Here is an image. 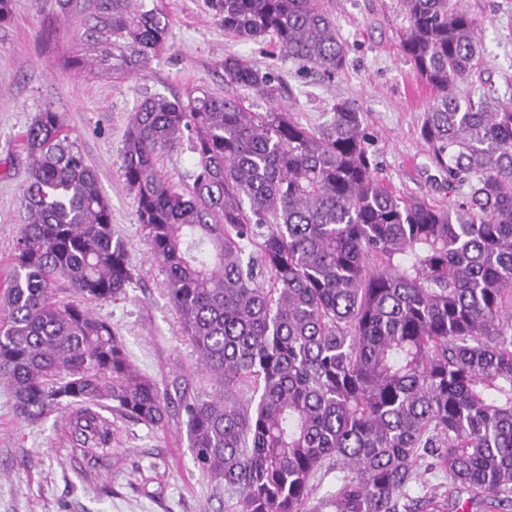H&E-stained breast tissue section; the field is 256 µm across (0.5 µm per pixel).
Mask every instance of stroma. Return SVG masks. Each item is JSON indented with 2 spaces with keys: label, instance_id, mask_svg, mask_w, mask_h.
Segmentation results:
<instances>
[{
  "label": "stroma",
  "instance_id": "obj_1",
  "mask_svg": "<svg viewBox=\"0 0 512 512\" xmlns=\"http://www.w3.org/2000/svg\"><path fill=\"white\" fill-rule=\"evenodd\" d=\"M96 0H11L0 24V290L14 266L23 222L28 163L23 134L38 112L52 109L71 130L96 170L134 270L125 294L95 306L136 367L172 388L189 375V390L211 393L197 367L180 319L165 290V275L149 258L146 231L119 169V150L138 106L147 97L186 96L202 88L240 96L254 110L269 103L224 80L234 56L270 70L281 84L280 105L302 123L328 119L338 100L359 106L375 153L378 176L396 194L437 205L456 202L420 136L432 90L413 74L400 48L408 27L401 0H325L347 45L346 65L326 80L282 53L274 41L234 38L224 31L214 0H163L166 48L141 75L115 79L88 66L84 41ZM476 20L482 58L460 85L462 95L488 90L512 95V0H462ZM84 59L76 67L74 58ZM68 413L29 423L15 410L0 379V512H227L229 505L194 465L181 416L161 430L109 412L110 447L88 457L75 449Z\"/></svg>",
  "mask_w": 512,
  "mask_h": 512
}]
</instances>
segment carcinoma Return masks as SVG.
<instances>
[{
    "mask_svg": "<svg viewBox=\"0 0 512 512\" xmlns=\"http://www.w3.org/2000/svg\"><path fill=\"white\" fill-rule=\"evenodd\" d=\"M400 47L434 96L421 126L462 201L404 198L376 176L364 115L339 100L304 126L205 90L134 112L120 172L166 277L182 333L213 382L177 401L130 360L90 305L134 279L98 175L47 108L23 145L29 185L15 265L0 295V378L19 414L69 418L83 453L112 443L102 401L161 428L175 403L198 470L236 512H452L490 497L512 512V100L457 88L477 68L460 0H402ZM224 32L275 39L332 80L347 49L322 0H217ZM160 0H97L98 68L124 78L166 47ZM228 82L273 97L276 77L236 57ZM181 182L159 156L180 147ZM252 245L245 253L243 242ZM64 281L75 299L56 298ZM448 477L410 494L421 465ZM346 475L314 509L311 481Z\"/></svg>",
    "mask_w": 512,
    "mask_h": 512,
    "instance_id": "1",
    "label": "carcinoma"
}]
</instances>
